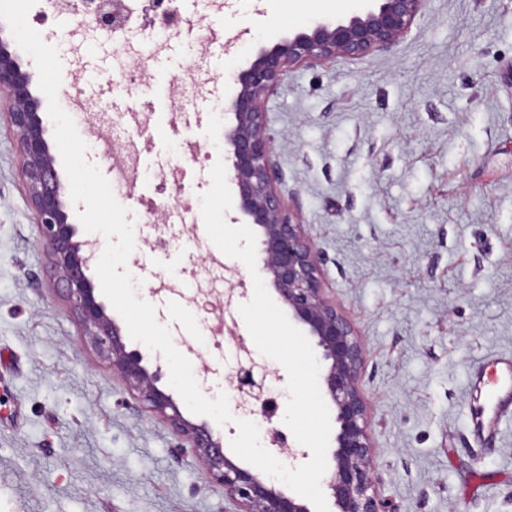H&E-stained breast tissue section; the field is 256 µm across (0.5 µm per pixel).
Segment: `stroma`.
I'll use <instances>...</instances> for the list:
<instances>
[{
    "label": "stroma",
    "instance_id": "obj_1",
    "mask_svg": "<svg viewBox=\"0 0 512 512\" xmlns=\"http://www.w3.org/2000/svg\"><path fill=\"white\" fill-rule=\"evenodd\" d=\"M195 27L160 46L148 18L123 45L66 38L71 16L37 0L27 21L58 50L59 102L80 91L94 127L134 138L141 177L118 193L134 224L128 270L169 327L206 397L275 369L267 430L284 429L288 374L256 348L238 311L206 313L198 290L250 280L210 240L200 196L224 153V102L259 48L359 0H176ZM215 35L208 48L198 33ZM147 77L127 86V56ZM195 76L180 90L174 78ZM281 190L324 259V286L366 344L380 492L397 512H512V420L473 432L469 377L512 351V0H427L392 48L290 69L264 101ZM39 232L16 141L0 119V512H233L168 422L137 398L72 312Z\"/></svg>",
    "mask_w": 512,
    "mask_h": 512
}]
</instances>
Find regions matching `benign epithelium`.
<instances>
[{
    "label": "benign epithelium",
    "instance_id": "7a95c632",
    "mask_svg": "<svg viewBox=\"0 0 512 512\" xmlns=\"http://www.w3.org/2000/svg\"><path fill=\"white\" fill-rule=\"evenodd\" d=\"M425 2L367 0L345 19L312 22L273 47L260 49L234 75L236 92L224 103V151L238 209L260 235V262L267 284L316 351L319 386L334 410L333 467L325 486L336 512H395V505L381 495V476L372 460L369 405L362 391L366 346L336 300L325 292L323 258L282 194L278 155L267 134L262 103L292 66H314L390 49L409 31ZM47 5L66 8L77 16L79 25L93 14L104 29L123 22L127 9L125 0H47ZM31 81V74L0 45V91L7 92L10 100L9 121L22 158L39 243L87 335L112 359V367L137 396L169 422L177 438L189 443L206 472L224 487L235 512H312L295 493L273 487L261 474L236 463L206 426L185 419L172 397L157 386L161 370H149L140 351L127 349L89 275L94 244L76 239V227L68 222L65 187Z\"/></svg>",
    "mask_w": 512,
    "mask_h": 512
}]
</instances>
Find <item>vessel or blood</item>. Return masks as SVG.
Listing matches in <instances>:
<instances>
[{"label":"vessel or blood","instance_id":"b4317fda","mask_svg":"<svg viewBox=\"0 0 512 512\" xmlns=\"http://www.w3.org/2000/svg\"><path fill=\"white\" fill-rule=\"evenodd\" d=\"M492 364L497 385H487L479 375L471 381L478 395L472 401L469 415L474 429L479 432L484 430L489 419L512 417V354L497 356Z\"/></svg>","mask_w":512,"mask_h":512}]
</instances>
